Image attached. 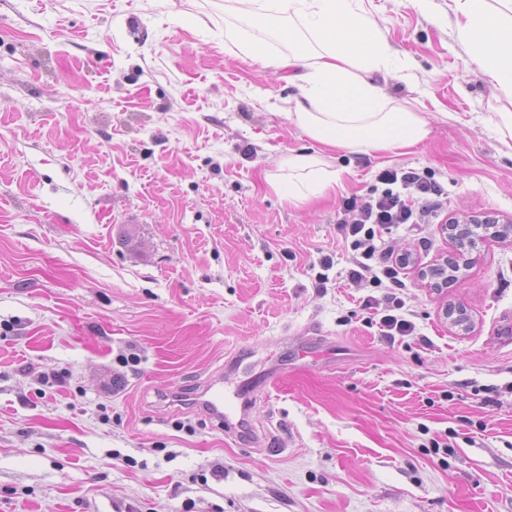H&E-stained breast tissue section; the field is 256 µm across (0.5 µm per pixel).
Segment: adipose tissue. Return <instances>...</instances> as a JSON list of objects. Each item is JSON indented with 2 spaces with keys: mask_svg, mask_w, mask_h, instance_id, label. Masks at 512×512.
Listing matches in <instances>:
<instances>
[{
  "mask_svg": "<svg viewBox=\"0 0 512 512\" xmlns=\"http://www.w3.org/2000/svg\"><path fill=\"white\" fill-rule=\"evenodd\" d=\"M244 20L265 31L287 29L304 52L277 56L234 25L224 27L225 49L287 71L297 93L288 116L309 138L348 153L396 152L425 141L429 120L395 103L368 79L396 66L390 47L371 35L373 25L353 0H234ZM457 36L473 49L479 72L512 98V0H454ZM287 176L271 188L299 205L335 191L340 174L318 155L294 154Z\"/></svg>",
  "mask_w": 512,
  "mask_h": 512,
  "instance_id": "adipose-tissue-1",
  "label": "adipose tissue"
}]
</instances>
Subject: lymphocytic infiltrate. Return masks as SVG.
<instances>
[{"label":"lymphocytic infiltrate","instance_id":"f902f5d3","mask_svg":"<svg viewBox=\"0 0 512 512\" xmlns=\"http://www.w3.org/2000/svg\"><path fill=\"white\" fill-rule=\"evenodd\" d=\"M442 194V187L428 172L388 168L367 195L343 201L344 216L337 230L352 251L349 279L382 289V297L367 296L363 306L381 309L378 326L386 340L412 335L415 325L404 315L405 303L396 294L400 271L408 262L381 246L382 232L395 224L426 223L441 210Z\"/></svg>","mask_w":512,"mask_h":512}]
</instances>
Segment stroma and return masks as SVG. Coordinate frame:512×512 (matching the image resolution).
Masks as SVG:
<instances>
[{
  "label": "stroma",
  "mask_w": 512,
  "mask_h": 512,
  "mask_svg": "<svg viewBox=\"0 0 512 512\" xmlns=\"http://www.w3.org/2000/svg\"><path fill=\"white\" fill-rule=\"evenodd\" d=\"M174 2L0 0V512H512V238L438 294L419 272L453 247L439 224L384 230L413 258L416 329L390 345L336 236L343 198L394 166L431 172L446 218L512 219L490 121L512 102L475 73L454 0H356L410 66L378 84L432 128L370 155L288 120L293 87L225 51L224 0ZM319 152L335 193L273 192L283 159ZM317 336L343 357L299 358ZM238 362L286 373L242 432L173 400Z\"/></svg>",
  "instance_id": "1"
}]
</instances>
